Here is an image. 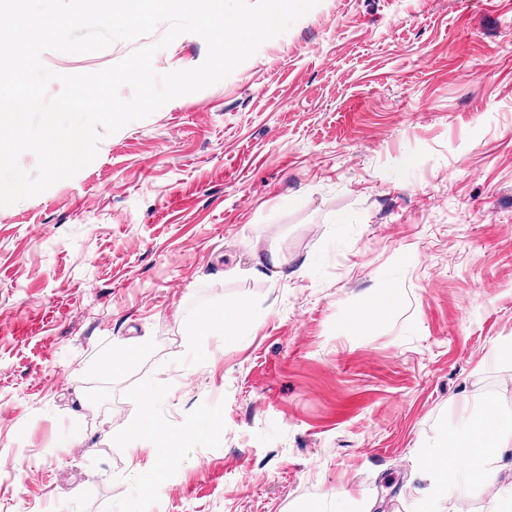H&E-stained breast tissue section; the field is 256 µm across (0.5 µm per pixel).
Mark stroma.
I'll return each instance as SVG.
<instances>
[{
    "label": "stroma",
    "mask_w": 512,
    "mask_h": 512,
    "mask_svg": "<svg viewBox=\"0 0 512 512\" xmlns=\"http://www.w3.org/2000/svg\"><path fill=\"white\" fill-rule=\"evenodd\" d=\"M206 54L184 34L153 66ZM238 301L235 336L198 333ZM511 347L512 0H320L0 207V512H415L425 446L485 399L512 416ZM144 346V344L135 343L113 344L112 350L109 351V359L107 360V363L113 368V370L121 369L131 360L132 357L139 355Z\"/></svg>",
    "instance_id": "1"
}]
</instances>
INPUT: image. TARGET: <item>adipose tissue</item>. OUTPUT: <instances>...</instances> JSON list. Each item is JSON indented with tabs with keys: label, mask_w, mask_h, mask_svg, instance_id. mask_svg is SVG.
Returning <instances> with one entry per match:
<instances>
[{
	"label": "adipose tissue",
	"mask_w": 512,
	"mask_h": 512,
	"mask_svg": "<svg viewBox=\"0 0 512 512\" xmlns=\"http://www.w3.org/2000/svg\"><path fill=\"white\" fill-rule=\"evenodd\" d=\"M512 451V419L503 418L494 400L462 423L452 438L425 448L419 470L426 482L419 512H436L438 502L450 488L464 489L477 496L488 492L497 479L506 452Z\"/></svg>",
	"instance_id": "adipose-tissue-1"
}]
</instances>
